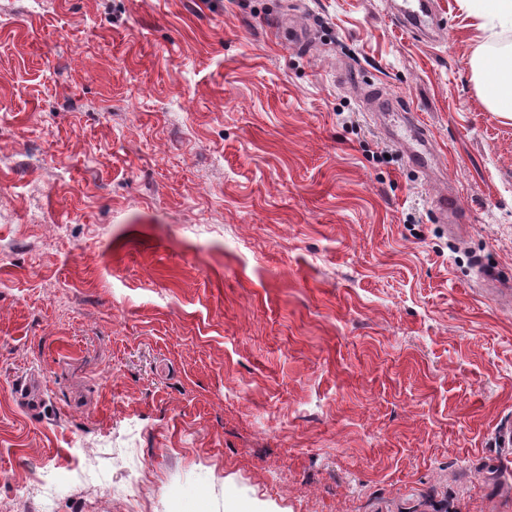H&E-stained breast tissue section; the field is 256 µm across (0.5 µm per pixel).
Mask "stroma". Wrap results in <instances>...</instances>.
<instances>
[{
	"instance_id": "obj_1",
	"label": "stroma",
	"mask_w": 512,
	"mask_h": 512,
	"mask_svg": "<svg viewBox=\"0 0 512 512\" xmlns=\"http://www.w3.org/2000/svg\"><path fill=\"white\" fill-rule=\"evenodd\" d=\"M402 6L0 0V512H512V31ZM411 2L415 1H406L404 9H402L404 26L421 30V28L426 26V18L430 16L427 8L428 2L421 0L416 1V8L410 6ZM473 74L486 105L512 118V44L472 61ZM411 124L414 127V132L416 135L419 136L420 139L425 143V150L424 152H416L412 154V156H409V161L412 163V165H414L416 169L428 177L431 168L432 152L429 146L427 132L426 129L421 124H419L414 117L411 121ZM435 221L438 224H460L465 210L458 198L452 194H443L433 203Z\"/></svg>"
}]
</instances>
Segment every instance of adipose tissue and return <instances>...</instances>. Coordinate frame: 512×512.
Returning a JSON list of instances; mask_svg holds the SVG:
<instances>
[{
  "mask_svg": "<svg viewBox=\"0 0 512 512\" xmlns=\"http://www.w3.org/2000/svg\"><path fill=\"white\" fill-rule=\"evenodd\" d=\"M472 67L486 105L512 118V45L487 55H477Z\"/></svg>",
  "mask_w": 512,
  "mask_h": 512,
  "instance_id": "adipose-tissue-1",
  "label": "adipose tissue"
}]
</instances>
